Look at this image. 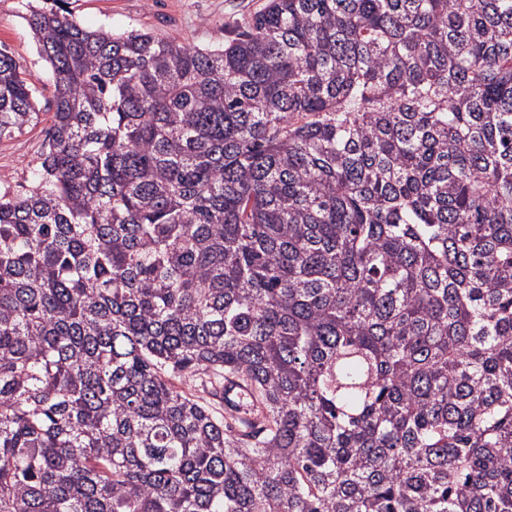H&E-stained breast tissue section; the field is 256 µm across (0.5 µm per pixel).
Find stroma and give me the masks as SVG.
Wrapping results in <instances>:
<instances>
[{
  "mask_svg": "<svg viewBox=\"0 0 512 512\" xmlns=\"http://www.w3.org/2000/svg\"><path fill=\"white\" fill-rule=\"evenodd\" d=\"M269 0H65L75 19L89 29L121 33L133 28L158 38L201 47L223 44L243 30ZM27 0H0V45L31 72L44 96H51V67L38 54L25 20ZM48 120L0 140V190L28 188L40 167Z\"/></svg>",
  "mask_w": 512,
  "mask_h": 512,
  "instance_id": "stroma-1",
  "label": "stroma"
}]
</instances>
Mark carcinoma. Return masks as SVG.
<instances>
[{
  "label": "carcinoma",
  "mask_w": 512,
  "mask_h": 512,
  "mask_svg": "<svg viewBox=\"0 0 512 512\" xmlns=\"http://www.w3.org/2000/svg\"><path fill=\"white\" fill-rule=\"evenodd\" d=\"M26 21L0 512H512V0H271L218 47ZM49 116L22 134L0 140V190L21 192L28 188L40 167V152L49 127Z\"/></svg>",
  "instance_id": "1"
}]
</instances>
